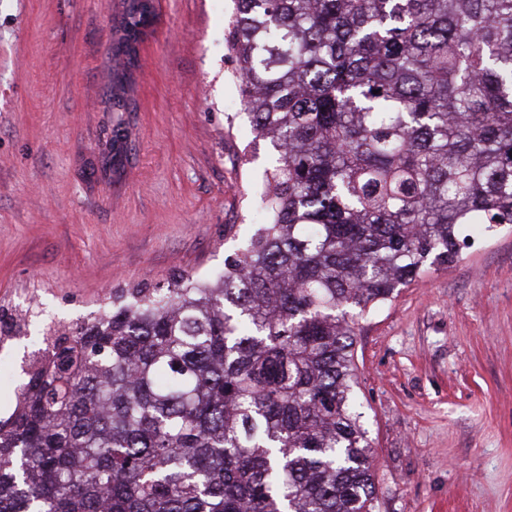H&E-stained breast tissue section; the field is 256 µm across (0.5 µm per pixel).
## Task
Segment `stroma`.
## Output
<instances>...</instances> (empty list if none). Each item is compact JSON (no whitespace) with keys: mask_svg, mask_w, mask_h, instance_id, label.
<instances>
[{"mask_svg":"<svg viewBox=\"0 0 512 512\" xmlns=\"http://www.w3.org/2000/svg\"><path fill=\"white\" fill-rule=\"evenodd\" d=\"M121 165L102 166L124 0H0V419L51 321L112 293L214 276L258 222L273 150L227 48L234 0H155ZM376 512H512V230L474 240L357 325ZM25 323L12 309L0 307V342L10 336H18Z\"/></svg>","mask_w":512,"mask_h":512,"instance_id":"35a3bbf8","label":"stroma"}]
</instances>
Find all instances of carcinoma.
<instances>
[{"label":"carcinoma","instance_id":"carcinoma-1","mask_svg":"<svg viewBox=\"0 0 512 512\" xmlns=\"http://www.w3.org/2000/svg\"><path fill=\"white\" fill-rule=\"evenodd\" d=\"M115 27L122 160L150 24ZM228 48L275 164L213 279L55 322L0 419V512H375L355 317L465 230L512 228V0H237ZM25 320L0 307V342Z\"/></svg>","mask_w":512,"mask_h":512}]
</instances>
